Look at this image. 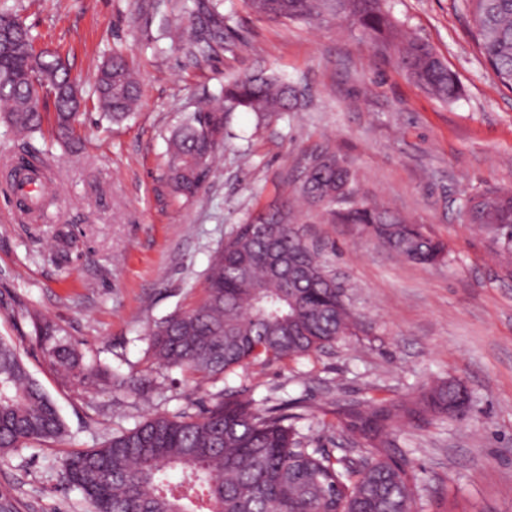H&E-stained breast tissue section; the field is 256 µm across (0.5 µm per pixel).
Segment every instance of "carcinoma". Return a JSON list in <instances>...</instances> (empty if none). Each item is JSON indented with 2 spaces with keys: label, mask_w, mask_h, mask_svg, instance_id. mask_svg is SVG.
Segmentation results:
<instances>
[{
  "label": "carcinoma",
  "mask_w": 512,
  "mask_h": 512,
  "mask_svg": "<svg viewBox=\"0 0 512 512\" xmlns=\"http://www.w3.org/2000/svg\"><path fill=\"white\" fill-rule=\"evenodd\" d=\"M270 20L342 24L359 40L388 53L417 85L442 100L459 93L454 75L434 48L410 33L385 0H248ZM224 0H192L180 43L195 58L224 48L229 16ZM475 43L498 80L512 88V0H462ZM37 38L13 9L0 6V122L24 138L43 122L42 98L52 101L54 137L72 154L84 149L79 131L82 95L67 60L36 46ZM94 95L102 115L121 123L139 101L127 56L114 50L100 67ZM304 99L296 86L262 71L224 85L218 104L185 113L168 143L166 185L189 199L212 172L216 153L234 137L230 113L245 109L266 120L292 112ZM4 178L13 185L47 179L49 151L12 157ZM294 191L323 224H358L379 246L421 266L447 258L446 245L368 196L346 161L322 149L309 155ZM474 225L512 263V194L491 187L468 198ZM285 201L237 225L211 257L203 294L188 309L148 331L154 360L190 377L218 378L254 361L280 362L317 353L355 335L359 316L336 274L297 227ZM275 245L300 269L282 282L267 256ZM43 353L58 371L92 381L101 369L86 364L64 329L41 321ZM470 395L454 380L436 381L409 400H375L336 409L342 431L369 447L336 457L311 448L296 428L303 414L288 405L259 412L244 392L228 390L197 413L154 414L112 432L101 446L70 454L67 483L91 512H415L423 485L404 455L392 451L403 419H457ZM63 417L31 377L14 345L0 338V458L29 441H59Z\"/></svg>",
  "instance_id": "1"
}]
</instances>
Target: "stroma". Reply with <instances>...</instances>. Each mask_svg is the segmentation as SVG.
Masks as SVG:
<instances>
[{
	"instance_id": "1",
	"label": "stroma",
	"mask_w": 512,
	"mask_h": 512,
	"mask_svg": "<svg viewBox=\"0 0 512 512\" xmlns=\"http://www.w3.org/2000/svg\"><path fill=\"white\" fill-rule=\"evenodd\" d=\"M41 47L67 53L84 97L73 155L50 134L48 221L20 214L0 182V338L11 341L68 426L63 441L31 442L0 459V488L21 512H88L62 478L65 457L99 447L153 413L195 411L226 387L256 408L296 398L310 407L299 432L335 455L352 443L336 430V405L402 400L454 378L471 401L461 420L403 422L397 443L423 479V512H512V267L460 204L489 187L512 190V90L479 55L454 0H388L391 12L434 46L459 86L443 101L392 59L342 30L281 24L246 0H226L223 50L195 59L173 40L182 0H9ZM136 70L131 118L100 121L94 75L110 49ZM266 71L304 87L296 111L258 124L230 116L237 133L190 199L163 191L168 138L182 113L244 72ZM342 156L377 201L448 247L447 262L417 266L377 247L354 224L300 223L333 269L362 326L332 349L285 362H255L218 379L186 378L151 357L147 331L202 294L205 271L237 224L286 199L307 156ZM62 326L86 361L144 380L146 393L80 382L46 360L34 317Z\"/></svg>"
}]
</instances>
